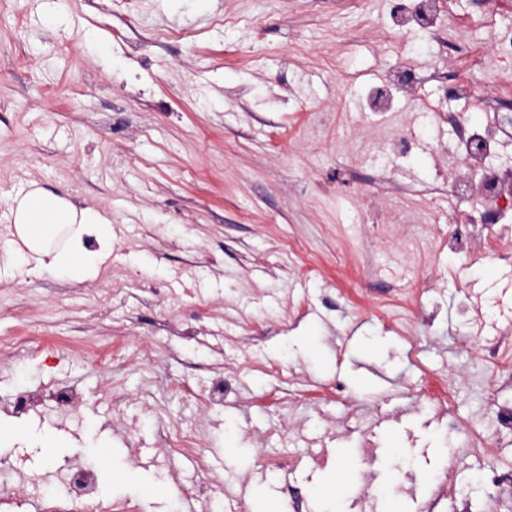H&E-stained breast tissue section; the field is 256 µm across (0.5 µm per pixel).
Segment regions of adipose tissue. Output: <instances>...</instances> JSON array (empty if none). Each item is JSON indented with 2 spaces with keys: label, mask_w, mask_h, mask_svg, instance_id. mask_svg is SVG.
Listing matches in <instances>:
<instances>
[{
  "label": "adipose tissue",
  "mask_w": 512,
  "mask_h": 512,
  "mask_svg": "<svg viewBox=\"0 0 512 512\" xmlns=\"http://www.w3.org/2000/svg\"><path fill=\"white\" fill-rule=\"evenodd\" d=\"M12 214L19 239L41 270L62 272L80 281L96 274L110 256L107 244L112 240V225L92 208L78 207L34 187L15 198ZM58 226L69 228L73 245L67 251L51 253L45 243ZM88 232L104 242V249L89 251L83 247L82 237Z\"/></svg>",
  "instance_id": "obj_1"
}]
</instances>
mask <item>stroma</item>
Returning a JSON list of instances; mask_svg holds the SVG:
<instances>
[{
    "label": "stroma",
    "instance_id": "1",
    "mask_svg": "<svg viewBox=\"0 0 512 512\" xmlns=\"http://www.w3.org/2000/svg\"><path fill=\"white\" fill-rule=\"evenodd\" d=\"M390 0H0V512H44L103 454L126 512H512L506 259L465 264L432 194L454 118L486 111L430 78L442 43ZM404 65L424 78L374 98ZM440 103L442 116L419 109ZM412 140L401 147L403 128ZM112 223L83 281L16 267L10 208L30 183ZM28 336L52 361L12 351ZM153 350L143 361V347ZM79 410L14 402L46 377ZM231 392L204 407L217 377ZM448 389L447 411L420 400ZM196 432L165 468L137 447ZM200 494L179 498L177 486ZM247 501H239L241 484Z\"/></svg>",
    "mask_w": 512,
    "mask_h": 512
}]
</instances>
